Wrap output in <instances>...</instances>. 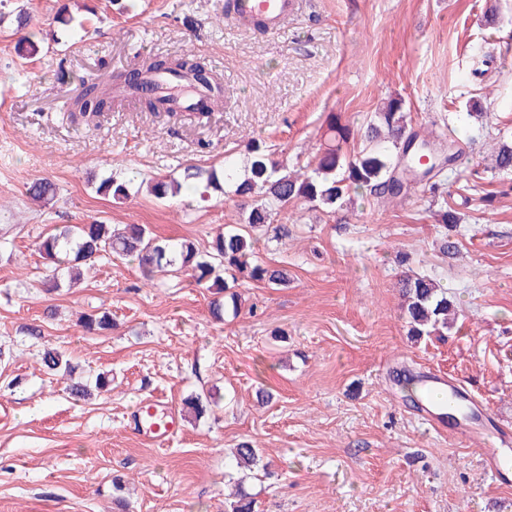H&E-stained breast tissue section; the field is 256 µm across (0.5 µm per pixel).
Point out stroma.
I'll return each mask as SVG.
<instances>
[{
	"instance_id": "1",
	"label": "stroma",
	"mask_w": 512,
	"mask_h": 512,
	"mask_svg": "<svg viewBox=\"0 0 512 512\" xmlns=\"http://www.w3.org/2000/svg\"><path fill=\"white\" fill-rule=\"evenodd\" d=\"M79 20L54 23L60 8ZM496 8L498 27L485 26ZM38 46L20 59L14 14ZM0 21V512H225L228 478H240L255 512H512V473L482 463L491 439L462 442L422 422L396 372L434 371L456 383L512 437V191L483 171L489 206L472 201L454 171L444 176L452 231L438 204L416 190L388 205L355 198L344 220L297 203L272 218L275 240L257 231L260 258L287 269L285 288L242 282L238 316L215 321L214 298L186 274L147 285L135 263L99 260L77 284L35 250L57 224H144L157 236L206 245L239 223L234 197L201 201L195 191L160 201L147 189L118 202L97 193L89 173L181 177L232 154L249 138L276 159L306 164L329 114L357 125L390 97L413 125L476 138L471 164L512 142V60L487 90L469 80L473 54L512 42V0H303L270 36L233 24L224 0H9ZM193 52L221 73L224 103L207 119L125 106L93 125L65 112L82 80L115 75L144 56ZM70 77L59 82L58 69ZM486 113L478 130L469 111ZM58 187L45 206L26 190ZM458 244L440 250L444 233ZM447 287L457 315L442 334H408L397 281L403 270ZM55 308L46 318V308ZM112 313L113 328L88 334L79 314ZM38 325L41 339L21 328ZM66 352L82 379L107 374L88 400L46 374L44 349ZM273 394L258 401V389ZM209 396L193 420L185 399ZM157 397L179 431L146 440L131 414ZM260 448L267 472L242 475L232 451Z\"/></svg>"
}]
</instances>
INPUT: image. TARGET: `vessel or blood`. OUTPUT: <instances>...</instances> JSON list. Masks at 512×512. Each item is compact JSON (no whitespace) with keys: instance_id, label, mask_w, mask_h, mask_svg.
Listing matches in <instances>:
<instances>
[{"instance_id":"obj_1","label":"vessel or blood","mask_w":512,"mask_h":512,"mask_svg":"<svg viewBox=\"0 0 512 512\" xmlns=\"http://www.w3.org/2000/svg\"><path fill=\"white\" fill-rule=\"evenodd\" d=\"M298 9L299 0H239L233 19L241 24L247 18H257L267 34L275 35L285 28ZM154 81L168 91L174 111H193L197 100L187 81L167 75L155 76ZM419 386L422 391L420 415L434 428L449 426L451 433L461 440L488 436L483 418H449L442 402L456 400L459 389L453 382L436 373L426 372L420 374ZM133 421L142 435L157 444L168 441L179 429V420L172 408L156 399L141 401L133 413Z\"/></svg>"}]
</instances>
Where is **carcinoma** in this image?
<instances>
[{
	"label": "carcinoma",
	"mask_w": 512,
	"mask_h": 512,
	"mask_svg": "<svg viewBox=\"0 0 512 512\" xmlns=\"http://www.w3.org/2000/svg\"><path fill=\"white\" fill-rule=\"evenodd\" d=\"M495 54L480 52L474 56L470 79L481 85L486 81ZM183 77L198 91V114L205 117L213 107L224 102V84L217 74L190 52L169 61L147 57L124 73L107 81L81 84L80 91L71 99V111L99 117L119 108L129 100L136 101L143 112L172 113L168 100L144 80L148 73ZM330 143L316 156V163H308L296 170L272 158L266 143L252 139L247 145L250 175L238 181L235 165L224 160L222 171L189 165L184 169L183 180L158 179L149 186L157 198H175L183 185L190 182L193 188L206 197L213 189L223 194L251 201L246 214V228H234L217 234L201 248L189 239H169L152 234L143 224H126L115 228L110 224L57 225L53 232L39 237L36 250L41 257L57 268L66 270L69 280L76 279L80 269L92 266L101 258H118L137 263L143 278L154 281L158 275L187 273L196 284L224 295L210 303L214 318L224 319L226 309L238 315L241 295L230 291L229 282H238L244 274L253 282L275 286H288L290 279L284 268L271 266L255 259L256 242L251 231L270 227L272 214L282 211L291 203L307 202L328 214L336 215L347 209L350 192H365L376 200L396 199L419 186L426 188L433 197L443 196L440 175L446 169H460L474 176L464 151L445 138L408 124L400 99L389 100L369 121L357 128L339 122L336 115L327 121ZM360 140L362 147L344 150L350 143ZM494 170L512 173V145H501L496 151ZM134 180L120 179L115 174L100 179L97 192L125 199L130 194ZM28 196L35 202L48 203L57 195L54 182L39 179L27 187ZM403 309L409 324V334L416 337L448 327V315L454 301L448 289L426 276L404 274L399 280ZM79 325L90 334L112 329V314L96 309L79 318ZM44 369L52 374L74 371L65 355L56 348L44 350L40 356ZM236 466L245 471L262 462L259 450L248 442L235 452ZM227 512H254V500L245 493H237L227 504Z\"/></svg>",
	"instance_id": "obj_1"
}]
</instances>
